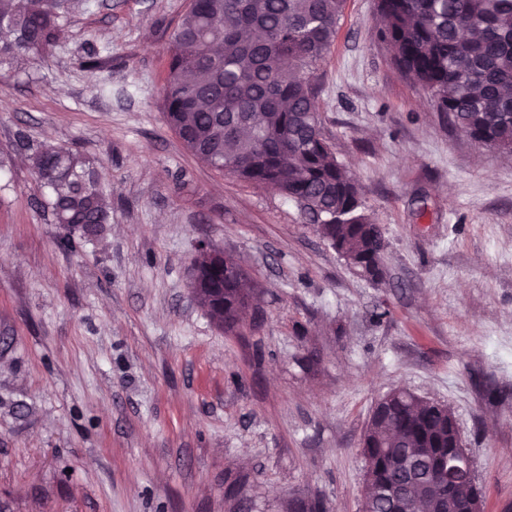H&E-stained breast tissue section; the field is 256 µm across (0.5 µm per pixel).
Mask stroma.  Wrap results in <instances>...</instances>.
<instances>
[{
	"mask_svg": "<svg viewBox=\"0 0 512 512\" xmlns=\"http://www.w3.org/2000/svg\"><path fill=\"white\" fill-rule=\"evenodd\" d=\"M189 4L67 0L57 46L0 82V512H359L364 430L397 388L450 409L484 512H512V157L398 73L377 0H345L320 116L384 229L371 282L167 124ZM47 140L111 190L98 235L66 244L44 208ZM201 238L255 284L230 331L192 293Z\"/></svg>",
	"mask_w": 512,
	"mask_h": 512,
	"instance_id": "1",
	"label": "stroma"
}]
</instances>
